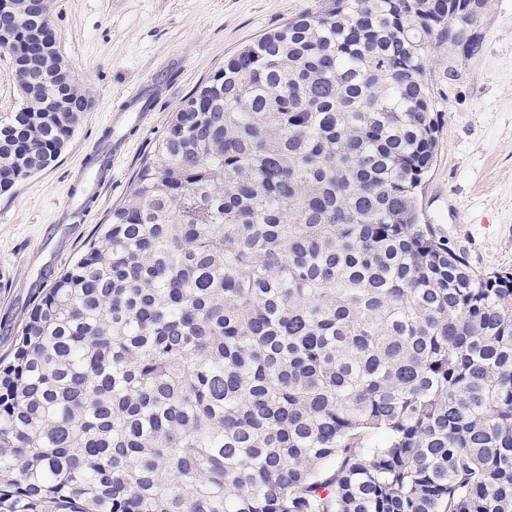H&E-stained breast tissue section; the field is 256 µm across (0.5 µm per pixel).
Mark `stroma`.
I'll use <instances>...</instances> for the list:
<instances>
[{
    "instance_id": "35a3bbf8",
    "label": "stroma",
    "mask_w": 512,
    "mask_h": 512,
    "mask_svg": "<svg viewBox=\"0 0 512 512\" xmlns=\"http://www.w3.org/2000/svg\"><path fill=\"white\" fill-rule=\"evenodd\" d=\"M317 0H52L57 44L90 109L45 170L0 194V354L34 303L132 189L172 115L242 45ZM480 51L433 47L428 79L442 126L419 193L426 223L481 271L512 270V0H488ZM456 79H449V69ZM146 86L144 120L113 123ZM122 139L112 150L114 139Z\"/></svg>"
}]
</instances>
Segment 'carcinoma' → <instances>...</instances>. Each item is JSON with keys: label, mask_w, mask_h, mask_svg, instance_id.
Returning a JSON list of instances; mask_svg holds the SVG:
<instances>
[{"label": "carcinoma", "mask_w": 512, "mask_h": 512, "mask_svg": "<svg viewBox=\"0 0 512 512\" xmlns=\"http://www.w3.org/2000/svg\"><path fill=\"white\" fill-rule=\"evenodd\" d=\"M459 3L321 0L187 99L0 357V512H512V272L417 198ZM17 83L0 191L88 107L59 53Z\"/></svg>", "instance_id": "obj_1"}]
</instances>
